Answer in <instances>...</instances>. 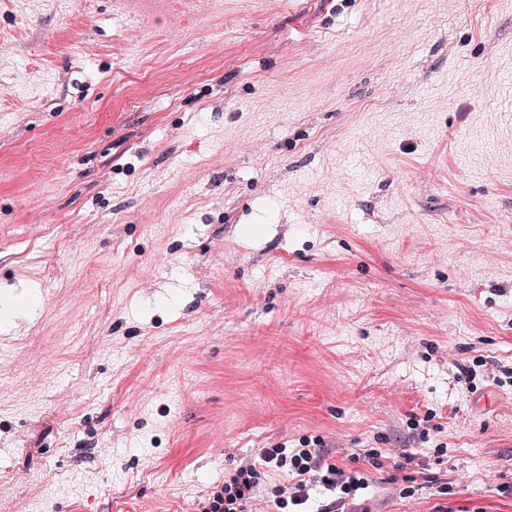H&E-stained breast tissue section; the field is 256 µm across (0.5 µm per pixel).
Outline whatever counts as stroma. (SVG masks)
I'll use <instances>...</instances> for the list:
<instances>
[{
	"label": "stroma",
	"mask_w": 512,
	"mask_h": 512,
	"mask_svg": "<svg viewBox=\"0 0 512 512\" xmlns=\"http://www.w3.org/2000/svg\"><path fill=\"white\" fill-rule=\"evenodd\" d=\"M509 85L512 0H0V512L320 438L512 512Z\"/></svg>",
	"instance_id": "35a3bbf8"
}]
</instances>
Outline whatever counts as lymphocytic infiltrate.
Returning <instances> with one entry per match:
<instances>
[{
	"label": "lymphocytic infiltrate",
	"instance_id": "obj_1",
	"mask_svg": "<svg viewBox=\"0 0 512 512\" xmlns=\"http://www.w3.org/2000/svg\"><path fill=\"white\" fill-rule=\"evenodd\" d=\"M287 470L284 485L261 484L262 470ZM369 486L365 473L344 468L325 440L316 447L285 452L261 451L258 462L239 466L196 504V512H252L257 501L271 503L275 512H366L361 493Z\"/></svg>",
	"mask_w": 512,
	"mask_h": 512
}]
</instances>
